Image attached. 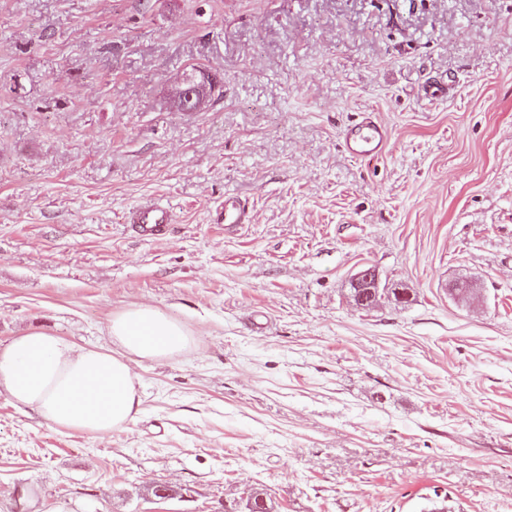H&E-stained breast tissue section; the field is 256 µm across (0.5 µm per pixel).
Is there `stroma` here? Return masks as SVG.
<instances>
[{"mask_svg":"<svg viewBox=\"0 0 512 512\" xmlns=\"http://www.w3.org/2000/svg\"><path fill=\"white\" fill-rule=\"evenodd\" d=\"M194 65L223 87L176 111ZM138 305L191 343L109 434L0 395V512H512V0H0V346ZM390 132L371 112L364 113L362 119L346 127L342 132V142L353 156L381 157L386 153ZM250 211L245 203L237 196L225 194L224 202L215 210V222L224 224V229H234L249 224ZM128 224L141 238L161 239L170 231L172 213L159 203L143 204L129 212ZM355 288L353 299L358 306H364L376 302L380 293V281L378 273L367 268L361 271L353 279L352 290Z\"/></svg>","mask_w":512,"mask_h":512,"instance_id":"1","label":"stroma"}]
</instances>
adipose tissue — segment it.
Instances as JSON below:
<instances>
[{"instance_id": "adipose-tissue-1", "label": "adipose tissue", "mask_w": 512, "mask_h": 512, "mask_svg": "<svg viewBox=\"0 0 512 512\" xmlns=\"http://www.w3.org/2000/svg\"><path fill=\"white\" fill-rule=\"evenodd\" d=\"M111 347L75 346L40 330L0 348V394L55 426L108 434L135 418L141 398L131 357L169 358L185 349L184 327L148 307L112 317Z\"/></svg>"}]
</instances>
